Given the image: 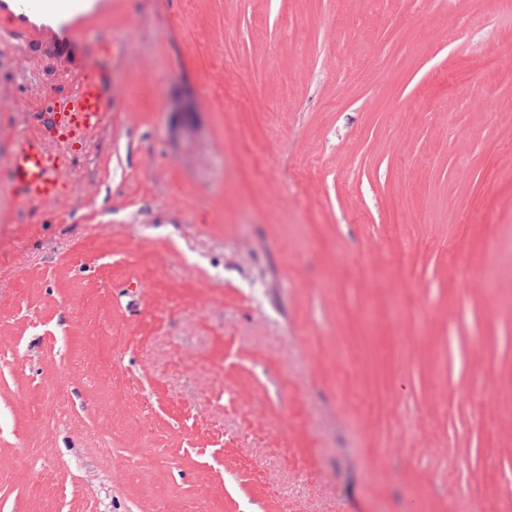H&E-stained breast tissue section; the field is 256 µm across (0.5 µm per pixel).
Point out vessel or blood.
I'll return each mask as SVG.
<instances>
[{
  "mask_svg": "<svg viewBox=\"0 0 512 512\" xmlns=\"http://www.w3.org/2000/svg\"><path fill=\"white\" fill-rule=\"evenodd\" d=\"M111 9L112 0H0V12L13 21V36L32 49L51 43L65 52L74 50L79 29ZM57 107L65 128L89 131L100 126L109 99L101 79L86 77ZM65 166L63 154L50 151L39 137H20L10 165L15 198L23 204L56 199Z\"/></svg>",
  "mask_w": 512,
  "mask_h": 512,
  "instance_id": "1",
  "label": "vessel or blood"
}]
</instances>
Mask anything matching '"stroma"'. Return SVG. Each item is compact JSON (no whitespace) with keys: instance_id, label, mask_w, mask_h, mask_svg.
Segmentation results:
<instances>
[{"instance_id":"1","label":"stroma","mask_w":512,"mask_h":512,"mask_svg":"<svg viewBox=\"0 0 512 512\" xmlns=\"http://www.w3.org/2000/svg\"><path fill=\"white\" fill-rule=\"evenodd\" d=\"M0 15V512H512V7ZM104 73L80 139L50 101ZM66 152L20 204L14 142ZM112 10L111 0H1L0 12L13 21L11 34L31 49L52 43L73 51L79 28Z\"/></svg>"}]
</instances>
